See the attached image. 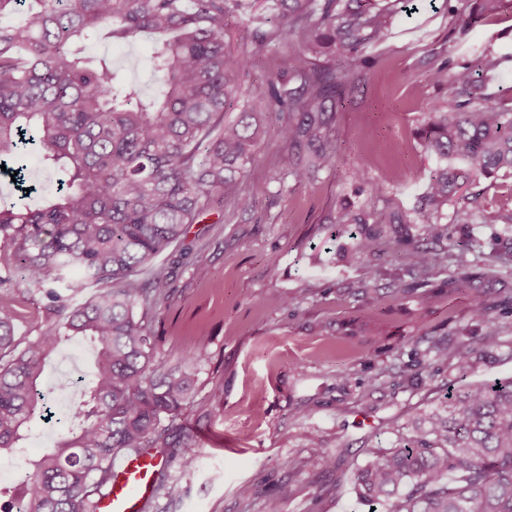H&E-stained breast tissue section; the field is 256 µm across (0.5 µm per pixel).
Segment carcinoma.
<instances>
[{
    "label": "carcinoma",
    "instance_id": "obj_1",
    "mask_svg": "<svg viewBox=\"0 0 512 512\" xmlns=\"http://www.w3.org/2000/svg\"><path fill=\"white\" fill-rule=\"evenodd\" d=\"M262 2L261 32L238 29L249 54L227 50L226 18ZM28 3L30 16L0 27V174L15 176L13 196H0V288L38 292L54 320L35 339L16 336L19 312L0 298V454L21 456L32 423L50 399L43 388L48 359L62 343L85 341L95 352L80 379L81 399L69 411L58 441L22 460L23 474L0 485V512H98L112 486V458L130 449L190 448L175 425L195 394V369L208 357L200 337L176 360L160 355L146 318L153 293L170 270L150 266L218 203L240 211L254 206L242 178L258 140L283 144L281 168L302 180L330 167L336 145L327 134L336 100L354 84V58L319 64L336 42L369 45L390 35L395 5L372 9L356 0H0V15ZM506 0H476L473 14L498 15ZM140 33L154 37L149 62L162 86L151 96L107 56L83 55L80 43L106 34L125 44ZM288 41L298 90L283 75L267 81L264 97L276 121L243 106L235 116L233 75L276 38ZM473 62L448 68V94L428 107L422 138L439 159L456 157L486 178L512 174V96L487 103L480 76L500 59L487 49ZM28 140L42 169L53 174L54 194L37 203L24 190ZM468 172L440 167L429 176L416 220L439 240L438 208ZM389 242L369 237L361 255ZM453 256L456 288L472 279L468 252ZM403 258L420 282L439 267L436 253L412 245ZM91 285L97 294L72 303ZM475 313L485 333L475 347L454 354L463 378L503 342L485 300ZM390 448L372 445L370 459L352 472L357 497L387 512H512V380L448 388L440 406L417 412L393 429ZM310 448L332 468L342 465L314 437Z\"/></svg>",
    "mask_w": 512,
    "mask_h": 512
}]
</instances>
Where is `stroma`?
I'll use <instances>...</instances> for the list:
<instances>
[{"label":"stroma","mask_w":512,"mask_h":512,"mask_svg":"<svg viewBox=\"0 0 512 512\" xmlns=\"http://www.w3.org/2000/svg\"><path fill=\"white\" fill-rule=\"evenodd\" d=\"M473 8L474 0H401L390 37L362 49L370 64L337 109L335 164L300 182L280 168V143L261 142L242 181L252 210L214 209L185 243L157 256L171 269L149 316L162 355L177 357L202 336L209 357L176 421L199 461L183 469L179 448L162 457L160 480L177 493L155 492L146 512H263L270 500L280 512H367L349 471L327 468L310 437L346 449L356 465L369 458L366 436L391 447L393 426L456 385L452 359L433 358L429 340L443 338L452 350L477 345L484 328L472 315L475 297L486 299L507 342L469 381L512 378V268L500 265L512 251L504 221L512 177L471 176L437 214L445 230L437 250L473 247L467 289L451 285L448 267L420 285L403 262L407 245L424 241L413 211L441 165L420 137L428 105L448 92L435 72L447 60L466 61L468 46H487L504 61L485 81V98L512 88V4L460 33ZM152 46L144 35L122 46L93 41L85 52L111 55L147 81ZM290 73L288 44L279 40L234 82L242 101L258 104L272 75ZM343 206L355 218L347 232L336 223ZM472 208L478 223H456L457 211ZM364 235L392 240L391 250L358 255ZM493 264L499 277L490 280L484 271ZM0 296L18 301L17 336H39L47 325L41 297L13 288Z\"/></svg>","instance_id":"1"}]
</instances>
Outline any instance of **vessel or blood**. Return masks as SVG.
<instances>
[{"mask_svg": "<svg viewBox=\"0 0 512 512\" xmlns=\"http://www.w3.org/2000/svg\"><path fill=\"white\" fill-rule=\"evenodd\" d=\"M160 460L133 451L112 467V488L99 502L98 512H143L153 494Z\"/></svg>", "mask_w": 512, "mask_h": 512, "instance_id": "b4317fda", "label": "vessel or blood"}]
</instances>
